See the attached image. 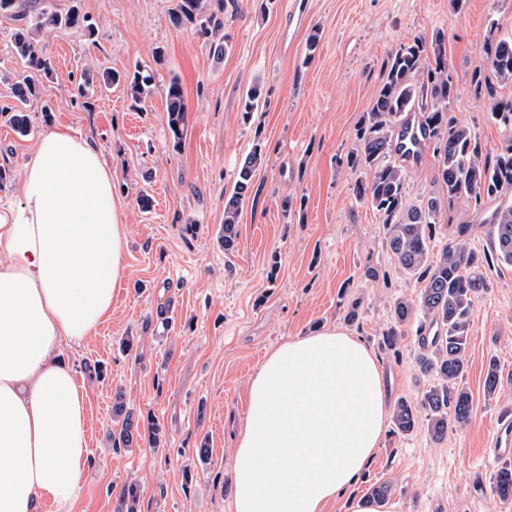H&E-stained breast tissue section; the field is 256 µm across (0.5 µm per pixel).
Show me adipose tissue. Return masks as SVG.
Listing matches in <instances>:
<instances>
[{
	"label": "adipose tissue",
	"instance_id": "obj_1",
	"mask_svg": "<svg viewBox=\"0 0 512 512\" xmlns=\"http://www.w3.org/2000/svg\"><path fill=\"white\" fill-rule=\"evenodd\" d=\"M25 203H0V512H72L89 451L88 395L64 348L112 317L127 230L90 141L44 132ZM387 392L363 339L336 327L266 353L232 450L234 512H398L349 497L382 442Z\"/></svg>",
	"mask_w": 512,
	"mask_h": 512
}]
</instances>
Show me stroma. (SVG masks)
<instances>
[{"instance_id":"obj_1","label":"stroma","mask_w":512,"mask_h":512,"mask_svg":"<svg viewBox=\"0 0 512 512\" xmlns=\"http://www.w3.org/2000/svg\"><path fill=\"white\" fill-rule=\"evenodd\" d=\"M175 0H17L30 15L77 9L90 32L48 29L37 50L52 74L24 108L18 135L5 108L27 71L11 37L23 23L0 15V167L10 177L0 199L20 202L23 167L41 135L58 127L94 142L112 168L113 192L128 231L126 279L112 319L65 354L89 389V445L95 462L81 479L73 512H126L123 491L137 483L141 512H233L231 451L244 423L248 383L265 353L297 336L336 326L376 348L391 400H415L429 382L417 366L414 332L397 352L379 350L396 299L418 292L415 278L385 248L377 212L356 200L346 156L357 145L389 57L434 30L447 36L454 98L449 116L474 131L485 154L504 143L487 97L471 83L492 76L482 52L489 32L512 38V0H211L220 25L211 38L172 20ZM318 30L315 52L306 39ZM163 48L155 60V48ZM151 68L155 88L134 106L123 87L78 96L103 67ZM179 78L186 103L180 146L167 126L165 89ZM261 83L266 104L251 117L242 99ZM263 161L242 211L238 246L219 243L224 197L254 144ZM405 195L445 197L431 149L405 162ZM151 198L149 209L140 196ZM467 197L442 212L431 246L441 250L470 227L471 249L488 253L486 288L472 310L468 426L434 441L425 423L407 435L386 431L353 492L386 481L401 512H512L492 490L486 459L496 432L512 425V265L490 255V216ZM379 276H365L366 268ZM358 302L359 316L346 318ZM131 348H124L125 340ZM498 394L484 392L489 361ZM123 392L139 420L128 450L113 448L112 396ZM160 429V444L151 440ZM210 450L201 463L197 450Z\"/></svg>"}]
</instances>
